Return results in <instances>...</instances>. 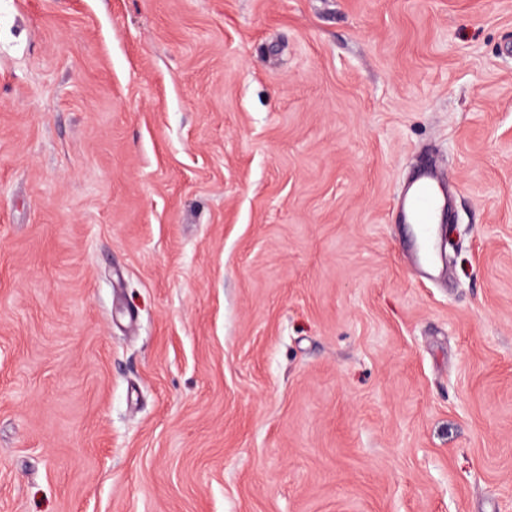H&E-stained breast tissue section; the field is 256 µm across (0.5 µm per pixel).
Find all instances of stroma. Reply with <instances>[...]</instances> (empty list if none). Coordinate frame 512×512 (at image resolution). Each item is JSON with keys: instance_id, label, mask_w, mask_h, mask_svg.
Here are the masks:
<instances>
[{"instance_id": "35a3bbf8", "label": "stroma", "mask_w": 512, "mask_h": 512, "mask_svg": "<svg viewBox=\"0 0 512 512\" xmlns=\"http://www.w3.org/2000/svg\"><path fill=\"white\" fill-rule=\"evenodd\" d=\"M0 512H512V0H0ZM396 207L405 223L413 229L414 257L418 269L427 275L434 269L438 257L437 224L444 221L448 202L438 190V173L423 168L406 191L397 199Z\"/></svg>"}]
</instances>
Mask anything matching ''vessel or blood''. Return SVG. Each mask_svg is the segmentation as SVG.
Wrapping results in <instances>:
<instances>
[{"instance_id":"b4317fda","label":"vessel or blood","mask_w":512,"mask_h":512,"mask_svg":"<svg viewBox=\"0 0 512 512\" xmlns=\"http://www.w3.org/2000/svg\"><path fill=\"white\" fill-rule=\"evenodd\" d=\"M396 207L413 229L416 266L422 273H430L438 257L436 228L448 211L447 199L438 190L437 172L431 168L420 170Z\"/></svg>"}]
</instances>
